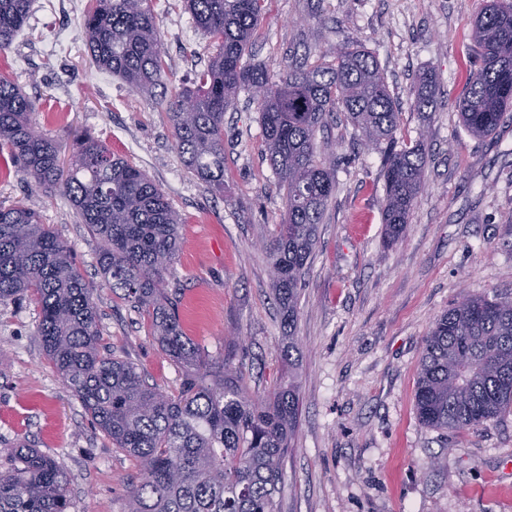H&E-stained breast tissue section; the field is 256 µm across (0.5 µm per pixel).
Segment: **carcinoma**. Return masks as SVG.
<instances>
[{"mask_svg": "<svg viewBox=\"0 0 512 512\" xmlns=\"http://www.w3.org/2000/svg\"><path fill=\"white\" fill-rule=\"evenodd\" d=\"M32 0H0V49L26 23ZM83 40L93 64L136 90L163 82L166 71L151 0H91ZM217 52L192 89L168 104L175 146L185 166L224 191V112L245 91L257 101L266 155L284 191L286 214L265 243L287 342L280 349L287 380L252 398L241 382L237 346L209 358L186 336L180 296L169 288L180 217L140 169L90 134L77 142L69 168L60 145L38 130L35 106L0 73V149L23 179L50 193L63 189L82 223L101 242L100 275L146 312L154 336L182 369L175 394L149 384L131 362L102 347L95 285L72 249L40 214L20 201L0 206V306L22 296L39 308L38 336L47 360L80 400L92 423L134 457L141 478L128 512H275L282 463L300 407L294 332L299 291L329 199L336 160L318 156L316 132L347 113L379 150L385 181L384 223L402 233L422 190L423 141L396 148L399 112L374 56L358 47L333 51L309 69L273 79L243 61L265 0H183ZM476 61L466 66L458 112L466 132L485 138L512 114V3L490 0L473 26ZM435 102L433 78L419 82L415 107ZM419 421L464 430L512 411V299L468 295L444 312L425 337L415 393ZM64 467L23 447L0 472V512H68Z\"/></svg>", "mask_w": 512, "mask_h": 512, "instance_id": "cac0c4a2", "label": "carcinoma"}]
</instances>
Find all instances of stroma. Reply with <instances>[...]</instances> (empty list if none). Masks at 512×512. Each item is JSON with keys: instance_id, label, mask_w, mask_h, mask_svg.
Instances as JSON below:
<instances>
[{"instance_id": "1", "label": "stroma", "mask_w": 512, "mask_h": 512, "mask_svg": "<svg viewBox=\"0 0 512 512\" xmlns=\"http://www.w3.org/2000/svg\"><path fill=\"white\" fill-rule=\"evenodd\" d=\"M488 0H267L245 60L278 75L313 67L342 45L372 54L400 112L397 141L423 139V190L389 239L382 222L381 156L365 149L344 113L318 132L336 160L330 199L298 302L300 415L284 461L276 512H512V412L460 431L421 424L415 408L423 339L467 295L512 297V123L475 139L455 103L475 54L473 24ZM90 0H33L26 24L0 50V73L34 103L38 129L69 160L88 133L145 171L182 220L170 286L187 336L219 358L249 351L243 384L264 396L280 382L285 342L263 248L285 194L264 153L258 105L240 93L224 114V189L184 166L167 116L216 52L182 0H152L167 77L139 92L98 70L81 49ZM71 52H49L51 34ZM437 103L414 107L422 75ZM26 202L73 249L96 281L100 342L151 384L177 392L182 372L151 321L97 274L100 241L62 193L32 189L0 152V206ZM31 299L0 306V471L28 444L70 477L69 512H126L138 462L114 448L44 356Z\"/></svg>"}]
</instances>
